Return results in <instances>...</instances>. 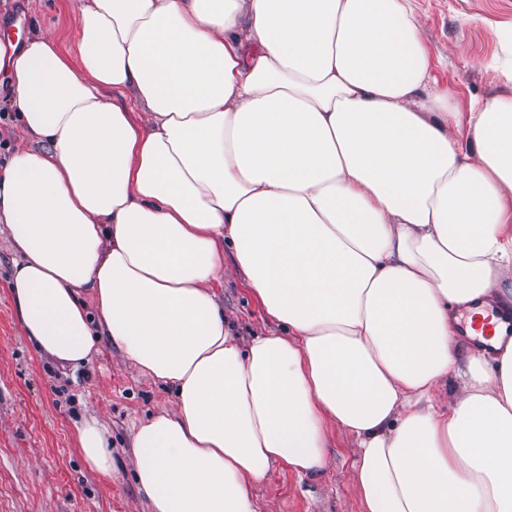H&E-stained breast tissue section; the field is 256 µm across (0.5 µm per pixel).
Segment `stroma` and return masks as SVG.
Segmentation results:
<instances>
[{
	"label": "stroma",
	"mask_w": 512,
	"mask_h": 512,
	"mask_svg": "<svg viewBox=\"0 0 512 512\" xmlns=\"http://www.w3.org/2000/svg\"><path fill=\"white\" fill-rule=\"evenodd\" d=\"M433 73L440 87L468 101L499 91L512 67V0H414ZM77 0H0V33L23 42L38 32L64 45L77 36ZM8 71H0V165L26 145L11 104ZM14 253L0 236V512H149L135 479L131 426L174 399L162 384L139 374L125 355L101 337L99 352L78 379L37 352L26 338L10 291ZM226 315L242 332H260L268 319L227 267L220 289ZM96 416L112 434L111 477L90 469L74 422ZM353 440L328 430L322 473L299 478L274 469L254 494L260 512H360L351 479Z\"/></svg>",
	"instance_id": "35a3bbf8"
}]
</instances>
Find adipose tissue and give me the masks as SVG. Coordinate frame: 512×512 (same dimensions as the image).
<instances>
[{"label":"adipose tissue","instance_id":"ef3b65f1","mask_svg":"<svg viewBox=\"0 0 512 512\" xmlns=\"http://www.w3.org/2000/svg\"><path fill=\"white\" fill-rule=\"evenodd\" d=\"M10 84L12 302L61 366L105 335L171 389L132 436L150 512H259L330 424L361 512H512V338L458 329L512 313V92L449 103L411 0H81ZM229 263L275 332L225 318Z\"/></svg>","mask_w":512,"mask_h":512}]
</instances>
